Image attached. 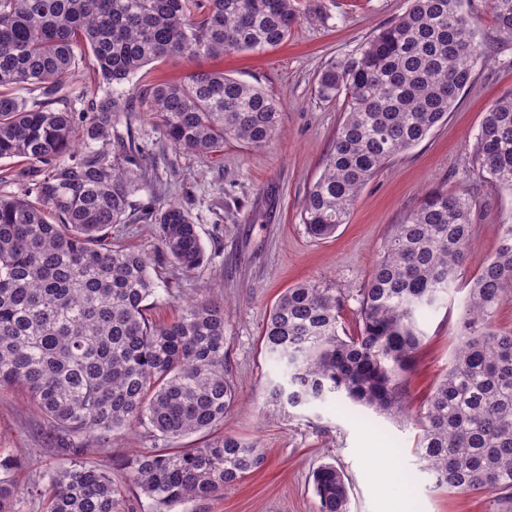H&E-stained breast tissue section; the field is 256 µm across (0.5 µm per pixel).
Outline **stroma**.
Masks as SVG:
<instances>
[{"label": "stroma", "mask_w": 512, "mask_h": 512, "mask_svg": "<svg viewBox=\"0 0 512 512\" xmlns=\"http://www.w3.org/2000/svg\"><path fill=\"white\" fill-rule=\"evenodd\" d=\"M409 6L410 0H298L300 16L276 48L148 65L149 80L163 82L179 81L194 70L221 69L284 102L282 132L262 149L234 140L213 155L175 149L144 104L130 121L115 125L121 135L133 130L153 160L132 198L134 207L155 210L170 201L182 205L198 227L209 261L185 275L164 255L159 227L150 220L113 226L112 241L149 256L157 284L153 320H172L180 298L223 303L224 354L237 398L220 430L258 443L265 462L221 496L162 511L129 481V459L161 445L146 427L119 431L104 446L78 437L83 461L111 474L121 493V512H318L312 473L324 463L348 477L351 512H399L406 499L414 512H498L491 496H452L436 486L414 452L421 432L417 417L447 371L458 341L465 291L450 289L421 320L426 339L417 353L407 417L386 418L332 399L286 416L264 415L268 390L282 381L283 370L262 348L261 333L286 289L308 280L327 281L345 300L342 325L351 331L373 265L395 225L417 209L427 192L469 194L473 229L462 280L474 279L484 259L496 251L502 225L512 224V193L487 182L473 159L487 105L512 92V43L500 36L488 0H472L481 18L478 38L485 55L447 121L378 170L360 191L349 222L333 237L311 238L300 220L304 197L320 177L343 119L342 102H325L317 95L320 71ZM369 445L390 450L394 477L365 460L361 450ZM54 446L26 392L0 387V460L12 462L20 512H43L41 501L27 494L37 471L69 466L70 456Z\"/></svg>", "instance_id": "stroma-1"}]
</instances>
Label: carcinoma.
<instances>
[{"instance_id": "obj_1", "label": "carcinoma", "mask_w": 512, "mask_h": 512, "mask_svg": "<svg viewBox=\"0 0 512 512\" xmlns=\"http://www.w3.org/2000/svg\"><path fill=\"white\" fill-rule=\"evenodd\" d=\"M498 31L512 41V0H489ZM297 20L293 0H0V159L32 165L20 193L0 196V386L29 393L75 456L45 470L32 493L45 512H120L112 476L80 460L71 438L103 441L137 424L164 442L224 423L236 398L225 366L224 306L185 300L167 323L152 320L149 258L112 245V226L131 223L130 196L147 168L121 163L112 136L133 98L158 115L163 138L195 153L234 139L263 148L281 132L283 105L222 70L178 83L124 84L167 58H216L274 48ZM468 0H411L360 49L328 62L320 99L345 95L344 117L300 219L315 239L349 223L361 188L390 159L417 146L448 118L483 51ZM104 85L87 109L50 102L83 57ZM27 86L31 102L11 90ZM473 156L495 186L512 192V93L493 101ZM162 246L191 274L208 261L197 225L180 205L152 212ZM465 284L460 336L448 371L421 411L416 450L436 485L452 494L491 492L512 512V332L493 314L512 293V225ZM472 234L465 193L431 192L395 225L359 298L355 331H341L343 298L323 280L287 289L262 333L286 383L266 411L343 395L377 414L405 413L409 375L425 339L419 316L460 280ZM253 442L219 435L197 448H162L130 461L131 481L160 506L224 494L260 468ZM319 512H350L349 482L331 463L313 475ZM0 512H19L0 462Z\"/></svg>"}]
</instances>
